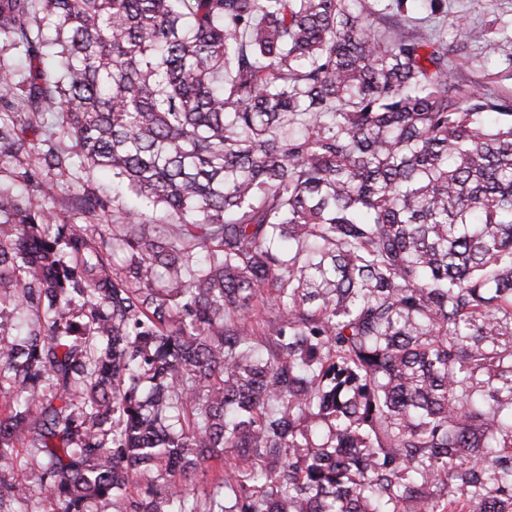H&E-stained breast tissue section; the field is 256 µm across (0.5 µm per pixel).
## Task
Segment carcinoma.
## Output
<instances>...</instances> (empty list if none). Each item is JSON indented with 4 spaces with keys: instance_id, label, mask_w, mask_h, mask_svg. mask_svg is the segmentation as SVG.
<instances>
[{
    "instance_id": "cac0c4a2",
    "label": "carcinoma",
    "mask_w": 512,
    "mask_h": 512,
    "mask_svg": "<svg viewBox=\"0 0 512 512\" xmlns=\"http://www.w3.org/2000/svg\"><path fill=\"white\" fill-rule=\"evenodd\" d=\"M349 2L0 0V512H512V95Z\"/></svg>"
}]
</instances>
